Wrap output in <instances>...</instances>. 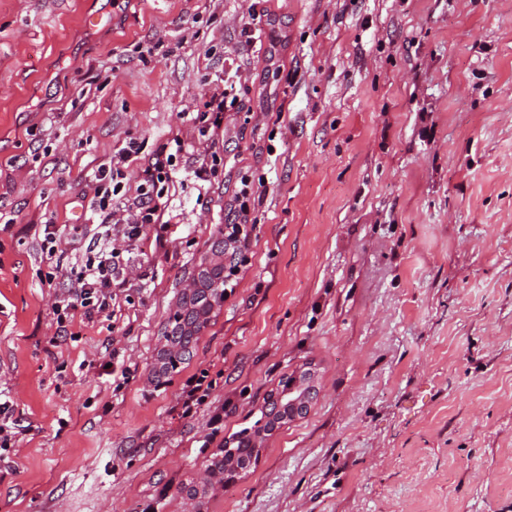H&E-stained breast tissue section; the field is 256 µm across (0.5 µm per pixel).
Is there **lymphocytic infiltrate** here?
<instances>
[{"mask_svg":"<svg viewBox=\"0 0 512 512\" xmlns=\"http://www.w3.org/2000/svg\"><path fill=\"white\" fill-rule=\"evenodd\" d=\"M233 86H215L197 119L206 127L203 141L197 147L199 164L195 178L207 181L215 176L223 142L224 114ZM174 153L183 152L185 143L174 139ZM174 153L159 152L149 162L138 163L131 148H123L118 155L100 164L88 187L92 193L90 208L102 231L99 239L87 245L84 262L77 272L72 287L56 300L54 314L58 331H66L76 323L88 324L108 310L117 289L130 282L145 281L142 272L132 277L120 276L119 260L128 254L134 239L153 237L157 246L176 240L179 225L171 216L167 185L176 170ZM132 179V196L124 202L113 203L117 193L115 179ZM260 197L254 189L250 175H241L239 186L230 207L232 220L224 227V246L231 250L234 262L224 269V285L234 288L242 267L249 263L251 236L258 224L257 211Z\"/></svg>","mask_w":512,"mask_h":512,"instance_id":"f902f5d3","label":"lymphocytic infiltrate"}]
</instances>
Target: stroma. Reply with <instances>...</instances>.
I'll list each match as a JSON object with an SVG mask.
<instances>
[{
    "mask_svg": "<svg viewBox=\"0 0 512 512\" xmlns=\"http://www.w3.org/2000/svg\"><path fill=\"white\" fill-rule=\"evenodd\" d=\"M257 11L253 43L239 20ZM240 52L223 164L176 159L182 237L58 336L98 228L84 192L136 141L197 142L224 51ZM263 195L250 262L189 361L157 378L162 332L241 171ZM0 512H191L183 491L311 372L310 411L266 436L204 512H512V0H0ZM56 273L47 284V273ZM224 372L191 417L200 367ZM224 425L213 431L216 410ZM209 374V369L203 368L183 383L178 394L182 416H192L211 395L216 382L213 379L208 380Z\"/></svg>",
    "mask_w": 512,
    "mask_h": 512,
    "instance_id": "stroma-1",
    "label": "stroma"
}]
</instances>
